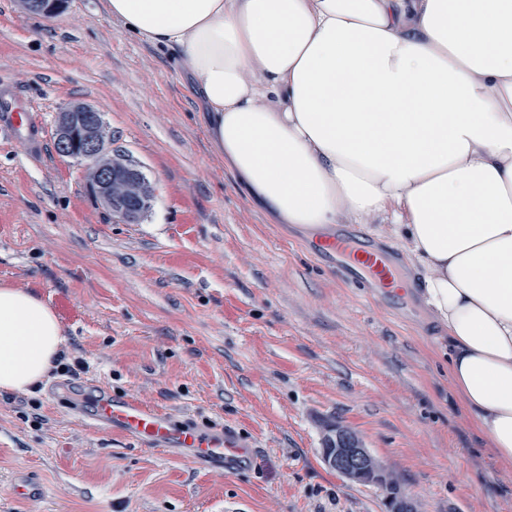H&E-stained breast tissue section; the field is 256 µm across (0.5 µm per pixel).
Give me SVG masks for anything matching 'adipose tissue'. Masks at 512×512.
Listing matches in <instances>:
<instances>
[{
	"label": "adipose tissue",
	"instance_id": "1",
	"mask_svg": "<svg viewBox=\"0 0 512 512\" xmlns=\"http://www.w3.org/2000/svg\"><path fill=\"white\" fill-rule=\"evenodd\" d=\"M176 51L212 150L278 224L379 218L443 330L463 411L512 465V0H107ZM65 341L0 283V391Z\"/></svg>",
	"mask_w": 512,
	"mask_h": 512
}]
</instances>
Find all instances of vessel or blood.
I'll list each match as a JSON object with an SVG mask.
<instances>
[{
    "instance_id": "1",
    "label": "vessel or blood",
    "mask_w": 512,
    "mask_h": 512,
    "mask_svg": "<svg viewBox=\"0 0 512 512\" xmlns=\"http://www.w3.org/2000/svg\"><path fill=\"white\" fill-rule=\"evenodd\" d=\"M0 130L25 133L33 143L41 138L39 126L30 118L29 107L13 93L0 101ZM87 387L91 400L86 418L94 426L121 432L159 449H179L185 459L197 466L237 467L253 456L252 449L241 445L231 433L179 427L162 410L132 397L113 396L111 390L97 381H88Z\"/></svg>"
}]
</instances>
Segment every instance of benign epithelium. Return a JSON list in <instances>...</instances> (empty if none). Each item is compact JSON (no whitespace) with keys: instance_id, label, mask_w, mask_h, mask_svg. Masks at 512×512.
I'll use <instances>...</instances> for the list:
<instances>
[{"instance_id":"obj_1","label":"benign epithelium","mask_w":512,"mask_h":512,"mask_svg":"<svg viewBox=\"0 0 512 512\" xmlns=\"http://www.w3.org/2000/svg\"><path fill=\"white\" fill-rule=\"evenodd\" d=\"M30 12L52 16L64 0H21ZM55 144L58 152L80 162L87 186L125 224H136L149 211L155 187L142 169L128 156L106 152V124L102 114L89 104H72L59 112ZM323 461L344 478L358 483L389 485L393 476L363 446L347 427L329 428L323 448Z\"/></svg>"}]
</instances>
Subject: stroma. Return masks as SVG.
Masks as SVG:
<instances>
[{"mask_svg":"<svg viewBox=\"0 0 512 512\" xmlns=\"http://www.w3.org/2000/svg\"><path fill=\"white\" fill-rule=\"evenodd\" d=\"M0 81L42 129L35 148L0 131V282L52 306L64 352L89 365L0 393V512H389L383 488L324 463L336 423L417 512H512V467L454 406L416 289L383 288L270 223L213 153L172 54L124 33L106 0L50 17L0 0ZM75 102L153 182L140 223L113 219L58 154L57 115ZM89 377L234 432L257 458L219 471L93 428ZM30 478L49 495L11 497Z\"/></svg>","mask_w":512,"mask_h":512,"instance_id":"35a3bbf8","label":"stroma"}]
</instances>
